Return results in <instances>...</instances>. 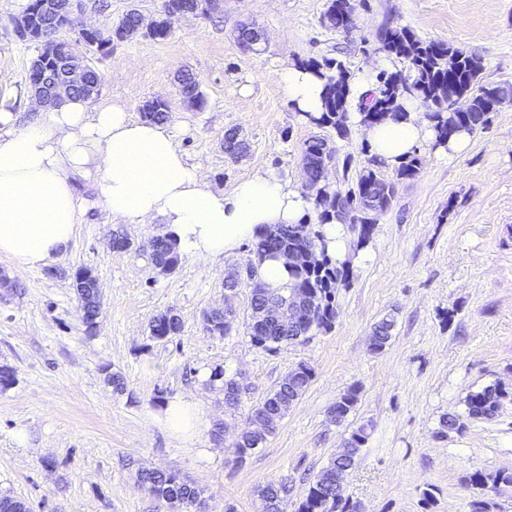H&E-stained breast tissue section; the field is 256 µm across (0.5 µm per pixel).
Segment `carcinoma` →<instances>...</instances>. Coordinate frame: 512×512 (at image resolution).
I'll use <instances>...</instances> for the list:
<instances>
[{
	"mask_svg": "<svg viewBox=\"0 0 512 512\" xmlns=\"http://www.w3.org/2000/svg\"><path fill=\"white\" fill-rule=\"evenodd\" d=\"M186 0H168L167 16L158 20L153 27V39L163 40L170 35L171 23L168 17L176 13ZM354 6L351 0H328L321 23L329 28L347 30L353 22ZM376 39L380 49L403 63V68L395 72H381L377 75V87L367 101L357 106L361 123L374 125L387 116L397 120L404 116L402 100L408 96L444 100L445 110L428 114L439 141L445 142L448 136L459 129L477 130L489 125L491 114L497 111L504 100L512 99V86L508 84H481L479 76L483 70L479 57L454 49L448 44L435 40H423L405 26L386 24L379 28ZM305 67L313 70L324 80V111L320 116L309 117V122L325 129H332L339 138L350 134L347 114L350 112L349 99L351 74L342 62L327 60L325 63L309 60ZM181 94L186 99L202 102L198 80L190 73L180 79ZM466 98L468 107L463 111L452 108L460 98ZM144 118L163 122L169 118L168 106L159 100H148L142 107ZM304 170L308 180V193L313 197L317 210V222L304 221L283 228L284 236L277 240L270 232H262L252 242L251 252L254 262L246 268V277L254 276L255 267L264 260L276 257L284 251L303 255V260L289 267L290 284L282 289L271 290L260 287L251 290L250 308L252 317L246 329L251 343L265 351L274 352L284 343L299 341L298 335L310 336L314 331H327L338 317L337 294L350 283V267L324 254L316 259L309 250L312 246H325L323 233L319 230L324 224L350 223L357 233V246L366 247L374 230L371 215L388 210L395 198L397 184L401 180L413 179L420 173V159L413 155L389 177L382 172L381 163L368 158L355 176L348 177L353 158L346 155L339 159L333 143L325 137H314L304 142L302 151ZM342 164L345 186L336 187L327 198L318 195L322 184V174L331 164ZM152 261L168 263L177 267L179 254L175 243L167 238L152 245ZM305 293L311 300V317L295 331L283 327L266 314V308L277 299H286L297 293ZM236 316L234 311L215 315L211 334L228 336L233 330ZM394 322L391 319L380 321L370 337V348L380 352L392 338ZM182 331V325L168 320V313L156 316L151 324V337L158 341H168ZM314 372L304 363L288 372L278 387L260 404L251 410V416L258 418L268 413L282 420L300 399L310 385ZM508 392L499 385H489L467 398V415L470 418L493 416ZM358 400V389L350 387L343 393L331 409L336 423H342L354 409ZM274 433L272 429L247 427L234 442V447L246 453L263 444ZM368 433L361 427L352 431L345 439L343 451L330 460L310 485L299 502L297 512H359L357 504L343 496V489L336 487V478L342 471L354 465L361 449L367 443ZM138 486L155 499L173 494L183 500L198 499L199 491L176 472L140 469L137 472ZM465 485L495 489L512 487V472L499 471L494 475L473 472L464 476ZM290 487L286 483L269 482L261 486L257 495L260 512H280V503L288 496ZM0 512H29L25 501L10 494L0 495Z\"/></svg>",
	"mask_w": 512,
	"mask_h": 512,
	"instance_id": "1",
	"label": "carcinoma"
}]
</instances>
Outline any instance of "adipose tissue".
I'll return each mask as SVG.
<instances>
[{
  "label": "adipose tissue",
  "instance_id": "ef3b65f1",
  "mask_svg": "<svg viewBox=\"0 0 512 512\" xmlns=\"http://www.w3.org/2000/svg\"><path fill=\"white\" fill-rule=\"evenodd\" d=\"M299 115H319L324 82L299 64L275 73ZM36 120L20 123L0 101V256L18 266L60 262L88 210L75 178H93L112 219L124 224H164L180 251L200 261L234 252L257 233L304 221L312 200L275 173L239 181L231 192L213 189L204 166L189 162L163 125L136 120L117 103L62 97L51 105L26 97ZM400 120L364 128L363 144L383 166L399 167L419 147L455 159L466 154V130L436 145L420 104H405Z\"/></svg>",
  "mask_w": 512,
  "mask_h": 512
}]
</instances>
